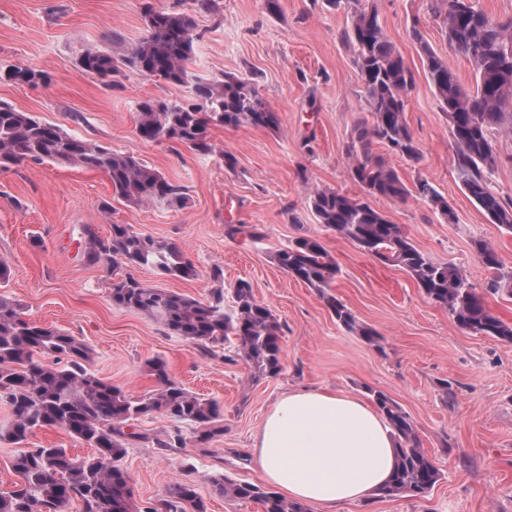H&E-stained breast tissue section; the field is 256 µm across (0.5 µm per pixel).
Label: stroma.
I'll use <instances>...</instances> for the list:
<instances>
[{
	"label": "stroma",
	"mask_w": 512,
	"mask_h": 512,
	"mask_svg": "<svg viewBox=\"0 0 512 512\" xmlns=\"http://www.w3.org/2000/svg\"><path fill=\"white\" fill-rule=\"evenodd\" d=\"M192 13L203 38L191 70L256 76L278 130L244 124L213 127L216 154L198 156L175 144L140 142L137 104L147 98L188 97L174 86L137 72L114 86L82 72L80 50L89 45L122 54L145 33L143 5ZM389 40L415 75L405 121L422 155L413 163L376 145L406 182L423 177L453 206L457 223L438 219L424 202L371 198L372 207L402 226L435 262L452 263L477 291L492 278L471 241L491 242L503 270L512 269V234L489 223L466 196L453 165L450 123L426 79L420 42L447 58L465 87H473L468 61L455 54L431 11L430 0H374ZM268 13L263 0H0V69L31 67L50 83L0 78V102L59 125L66 133L134 152L147 165L183 185L184 207L127 206L112 198L105 174L61 164H18L0 171V260L11 276L5 291L25 317L81 338L92 351V370L113 385L141 395L154 389L147 362L161 358L171 376L201 397L217 400L223 432L207 447L186 442L157 448L154 438L174 428L156 413L132 422L138 432L124 465L138 502L161 498L170 484L191 480L208 512H261L212 492L214 476L262 483L252 448L266 412L284 393L327 389L370 399L379 390L414 421L423 448L436 455L442 476L423 498L370 496L342 512H512V343L460 329L446 308L429 300L397 266L365 254L352 241L325 231L306 201L319 186L363 197L346 153L356 118L367 106L353 53L341 39L348 10L326 0H280ZM421 39H414L411 24ZM236 159L224 166V154ZM111 202V217L101 206ZM179 244L196 274L164 278L146 267L133 276L197 300H207L224 272L225 287L247 280L256 299L285 324L281 371L254 380L244 362L228 363L168 334L148 316L113 305L112 273L86 264L83 227L107 236L111 223ZM257 229L259 239L248 230ZM322 241L341 269L331 292L380 336L379 346L347 333L315 289L276 263L277 250L296 238Z\"/></svg>",
	"instance_id": "1"
}]
</instances>
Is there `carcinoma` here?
Masks as SVG:
<instances>
[{
    "label": "carcinoma",
    "instance_id": "cac0c4a2",
    "mask_svg": "<svg viewBox=\"0 0 512 512\" xmlns=\"http://www.w3.org/2000/svg\"><path fill=\"white\" fill-rule=\"evenodd\" d=\"M356 5L341 37L352 49L363 82L368 114L359 117L346 152L353 159V179L368 196L403 201L413 195L441 219L456 216L426 178L408 188L397 170L376 155L385 145L414 163L421 153L405 122L404 112L415 76L402 54L387 38L375 4ZM441 19L448 47L471 65L475 86H463L448 61L422 41L418 22L411 31L426 62V77L451 125L456 145L454 169L467 195L488 220L512 233V204L503 203L491 186L497 165L495 133L512 130V19L501 21L476 8L473 0H432ZM145 35L127 53L113 56L98 46L82 49V71L107 80L135 70L175 86L191 88L180 102L145 99L138 103L136 137L144 143L171 141L199 155H211V127L243 123L274 130L278 117L263 98L256 80L232 74L203 78L188 63L202 38L194 17L186 12L144 11ZM5 76L35 85L50 77L33 68L13 67ZM31 161L68 164L105 173L115 197L133 206L181 207L184 187L148 166L134 152L118 153L100 143L67 134L61 127L30 112L0 104V170ZM318 223L339 232L363 252L410 274L424 295L448 309L457 326L468 332L512 341V325L493 314L485 297L453 264H437L419 250L398 224L361 198L327 189L307 197ZM101 237L92 226L86 260L112 267V304L144 313L174 336L213 353L224 345V360L245 362L256 377L281 371L284 325L272 310L258 302L252 286L240 280L231 288L232 305L224 306V288L199 301L166 288L143 285L125 267H151L164 277L187 278L195 266L175 243L162 242L134 230L130 224H110ZM479 261L496 271L487 292L512 297V270L502 271L498 253L483 239L473 240ZM278 266L291 277L316 289L336 322L366 343L379 346V334L361 323L336 296L328 292L340 267L321 242L298 237L276 252ZM91 352L79 338L23 316L17 303L0 291V398L11 408V420L0 436L21 445L40 429L56 427L84 441L95 452L78 460L65 448H26L12 468L18 481L0 492V512H67L78 501L82 512H208L194 485L179 480L157 502L140 506L133 496L131 477L123 465L130 422L153 413L166 415L193 429L197 445L223 431L217 401L193 393L175 381L165 360L148 361L156 388L142 395L129 393L97 377ZM370 394L398 444L396 464L388 482L377 490L381 498L425 497L440 480L436 457L420 447L411 416L381 391ZM185 437L178 428L155 438L158 448H180ZM213 493L231 501L256 502L262 512H309L302 502L258 484L219 475L211 480Z\"/></svg>",
    "mask_w": 512,
    "mask_h": 512
}]
</instances>
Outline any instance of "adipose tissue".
<instances>
[{
	"instance_id": "1",
	"label": "adipose tissue",
	"mask_w": 512,
	"mask_h": 512,
	"mask_svg": "<svg viewBox=\"0 0 512 512\" xmlns=\"http://www.w3.org/2000/svg\"><path fill=\"white\" fill-rule=\"evenodd\" d=\"M254 454L262 477L285 496L341 512L388 480L396 451L384 419L365 400L303 388L267 411Z\"/></svg>"
}]
</instances>
